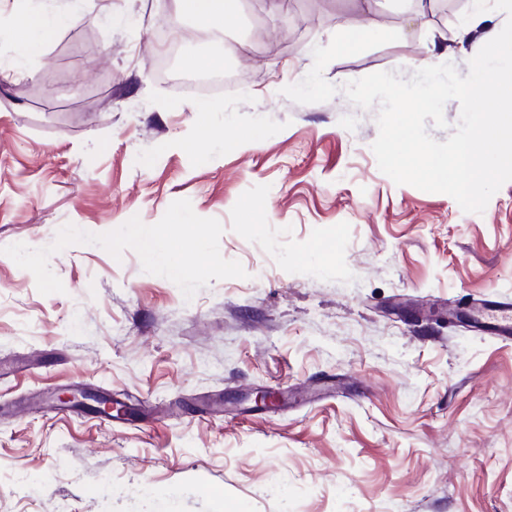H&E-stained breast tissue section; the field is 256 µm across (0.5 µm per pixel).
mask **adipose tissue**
Segmentation results:
<instances>
[{
    "label": "adipose tissue",
    "mask_w": 512,
    "mask_h": 512,
    "mask_svg": "<svg viewBox=\"0 0 512 512\" xmlns=\"http://www.w3.org/2000/svg\"><path fill=\"white\" fill-rule=\"evenodd\" d=\"M177 8L198 22H217L226 28L240 21L243 0H177ZM464 28L480 32L482 48L476 55L475 78L460 91L481 102L494 100L497 105L492 120L458 144L459 162L453 175L468 186L490 180L499 167L512 166V87L501 81L504 71H512V26L488 25L484 0H472Z\"/></svg>",
    "instance_id": "adipose-tissue-1"
}]
</instances>
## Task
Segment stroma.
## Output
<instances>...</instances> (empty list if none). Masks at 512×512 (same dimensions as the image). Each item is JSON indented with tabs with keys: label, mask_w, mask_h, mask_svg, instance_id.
Here are the masks:
<instances>
[{
	"label": "stroma",
	"mask_w": 512,
	"mask_h": 512,
	"mask_svg": "<svg viewBox=\"0 0 512 512\" xmlns=\"http://www.w3.org/2000/svg\"><path fill=\"white\" fill-rule=\"evenodd\" d=\"M435 2L246 0L248 79L201 91L175 0H0V512H512V341L464 318L512 302V181L480 214L395 184L343 91L427 49L467 76L470 0ZM54 25L55 22L52 16L35 14L20 26L14 36L20 44H26L30 51L35 52L40 47L37 36L49 33ZM171 33L170 28H164L155 32L162 46L156 65V72L160 74L170 73L181 53V43L178 39L173 40ZM144 253L153 261H164L157 251V243L162 239L161 228L157 225H140L134 230Z\"/></svg>",
	"instance_id": "stroma-1"
}]
</instances>
